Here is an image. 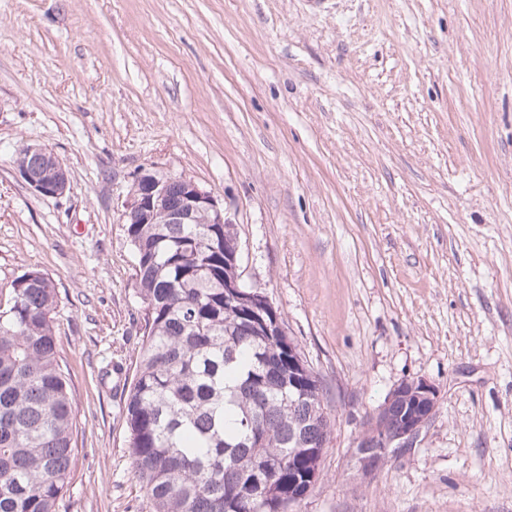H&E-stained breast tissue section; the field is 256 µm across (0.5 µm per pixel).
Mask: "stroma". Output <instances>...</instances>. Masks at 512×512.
Returning <instances> with one entry per match:
<instances>
[{
	"instance_id": "1",
	"label": "stroma",
	"mask_w": 512,
	"mask_h": 512,
	"mask_svg": "<svg viewBox=\"0 0 512 512\" xmlns=\"http://www.w3.org/2000/svg\"><path fill=\"white\" fill-rule=\"evenodd\" d=\"M27 144L65 195L20 180ZM143 172L218 199L322 379L333 431L296 512H512V0H0V289L57 288L58 512H149L124 414ZM406 379L438 408L361 480V425ZM20 151L27 154L20 158L18 156L16 159V162L20 163H16V170L20 179L33 192L42 197L57 198L63 196L69 183L68 171L64 161L51 150L40 145H26ZM32 154L41 158L43 168L38 157L28 156ZM42 170V175L35 177L40 175Z\"/></svg>"
}]
</instances>
